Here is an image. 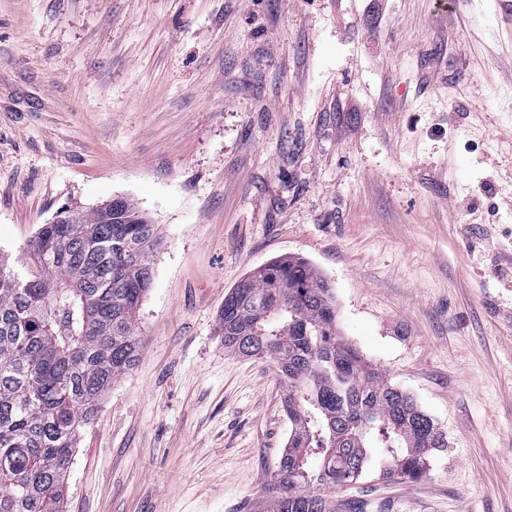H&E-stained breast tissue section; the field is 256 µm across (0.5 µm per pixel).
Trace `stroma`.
<instances>
[{
	"mask_svg": "<svg viewBox=\"0 0 512 512\" xmlns=\"http://www.w3.org/2000/svg\"><path fill=\"white\" fill-rule=\"evenodd\" d=\"M499 0H0V254L115 196L162 244L63 512H270L291 425L225 294L306 258L446 434L331 512H512V28Z\"/></svg>",
	"mask_w": 512,
	"mask_h": 512,
	"instance_id": "35a3bbf8",
	"label": "stroma"
}]
</instances>
